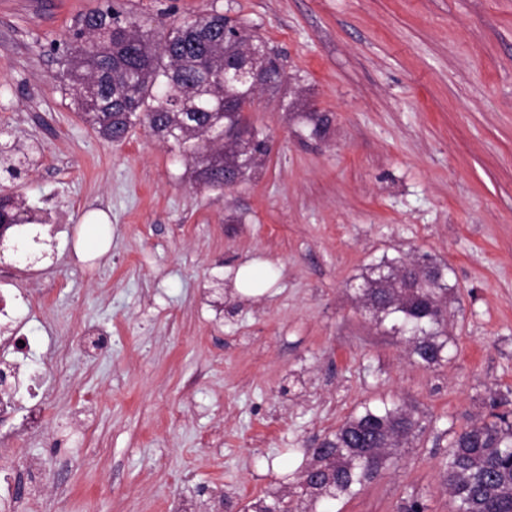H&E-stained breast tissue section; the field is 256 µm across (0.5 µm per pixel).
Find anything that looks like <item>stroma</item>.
<instances>
[{"instance_id": "obj_1", "label": "stroma", "mask_w": 512, "mask_h": 512, "mask_svg": "<svg viewBox=\"0 0 512 512\" xmlns=\"http://www.w3.org/2000/svg\"><path fill=\"white\" fill-rule=\"evenodd\" d=\"M109 1L159 38L214 8L280 51L287 82L247 111L259 172L202 190L146 126L83 122L56 47ZM309 112L332 115L324 138ZM0 142L37 148L0 192L50 216L0 245L42 402L0 416V512H244L383 400L424 430L332 512H452L449 429L512 410V0H0ZM423 254L456 284L438 366L353 291ZM254 261L260 295L237 278Z\"/></svg>"}]
</instances>
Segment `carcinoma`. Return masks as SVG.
<instances>
[{
  "instance_id": "cac0c4a2",
  "label": "carcinoma",
  "mask_w": 512,
  "mask_h": 512,
  "mask_svg": "<svg viewBox=\"0 0 512 512\" xmlns=\"http://www.w3.org/2000/svg\"><path fill=\"white\" fill-rule=\"evenodd\" d=\"M60 77L83 91L84 121L101 137L124 139L138 123L191 163L197 186L222 190L249 178L268 154L266 136L241 130V112L253 103L252 81L235 76L255 27L211 9L173 28L157 43L137 16L114 7L81 15L62 39ZM309 136L321 138L332 117L309 112ZM35 149L0 146V168L15 175L34 163ZM33 221L32 208L0 195V236ZM447 264L428 254L413 260L382 258L356 291L379 325L408 337L410 354L426 366L448 360ZM413 411L396 403L365 404L316 448L302 472V495L312 504L357 494L422 432ZM454 512H512V419L492 412L462 431L448 428L441 460Z\"/></svg>"
}]
</instances>
